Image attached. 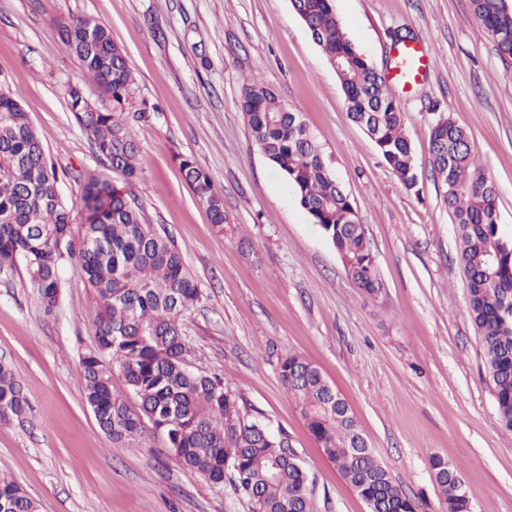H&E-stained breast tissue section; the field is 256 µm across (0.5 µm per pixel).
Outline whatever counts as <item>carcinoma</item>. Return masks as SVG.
<instances>
[{
    "instance_id": "carcinoma-1",
    "label": "carcinoma",
    "mask_w": 512,
    "mask_h": 512,
    "mask_svg": "<svg viewBox=\"0 0 512 512\" xmlns=\"http://www.w3.org/2000/svg\"><path fill=\"white\" fill-rule=\"evenodd\" d=\"M291 4L335 68L351 118L403 185L413 187L410 144L386 78L356 51L333 0ZM471 7L499 55L511 59L512 0H471ZM60 36L114 108L100 110L72 86L71 111L110 168L136 177L135 134L116 112L133 81L124 52L93 17L62 25ZM239 106L255 145L331 242L347 277L366 294H377L381 282L356 208L300 114L254 79L244 80ZM430 151L456 227L470 316L493 385L497 421L511 431L512 240L499 224L498 190L477 171L468 132L451 119L432 127ZM182 168L211 223L224 231L220 191L191 160H183ZM59 183L27 112L0 92V268L22 262L47 315L59 301L63 261L72 260L93 288L99 307L96 349L82 358L80 381L99 428L112 440L126 442L149 425L164 437L171 461L213 484L222 485L231 475L234 490L249 498L256 512H313L307 473L298 458L287 456L286 438L275 434L265 418L241 410L240 397L223 378L191 369L180 317L200 301V292L173 241L142 223L109 179L89 172L80 197L85 224L74 242V205L63 198ZM116 370L127 395L112 385ZM280 377L324 455L369 512H415L414 502L376 459L348 406L320 371L290 354L281 361ZM27 406L19 382L0 362V423L22 416ZM430 467L445 512H471L459 468L441 457L431 458ZM0 512H39V506L14 480L0 476Z\"/></svg>"
}]
</instances>
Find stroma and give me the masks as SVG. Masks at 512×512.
Returning a JSON list of instances; mask_svg holds the SVG:
<instances>
[{
  "label": "stroma",
  "mask_w": 512,
  "mask_h": 512,
  "mask_svg": "<svg viewBox=\"0 0 512 512\" xmlns=\"http://www.w3.org/2000/svg\"><path fill=\"white\" fill-rule=\"evenodd\" d=\"M347 37L380 73L409 35L432 64L396 88L417 184L405 188L352 121L336 73L291 0H0V91L27 112L48 159L78 177L105 171L69 109L74 85L103 110L112 101L66 50L61 25L102 23L133 74L123 118L138 173L113 183L143 223L172 237L201 301L181 318L199 371L223 376L248 411L287 438L309 476L314 512H368L324 455L280 380L281 358L315 365L347 402L379 462L415 502L443 512L429 466L461 470L473 512H512V431L497 423L492 385L469 314L446 188L429 153L431 127L469 133L481 173L512 233V60L470 0H333ZM272 88L324 145L365 228L381 282L366 295L290 185L255 145L239 107L244 79ZM191 159L224 196L216 230L181 170ZM94 291L63 263L57 308L44 314L23 265L0 271V360L27 397L25 418L0 424V475L39 512H253L231 484L211 485L145 432L115 443L97 426L79 383L94 350Z\"/></svg>",
  "instance_id": "35a3bbf8"
}]
</instances>
